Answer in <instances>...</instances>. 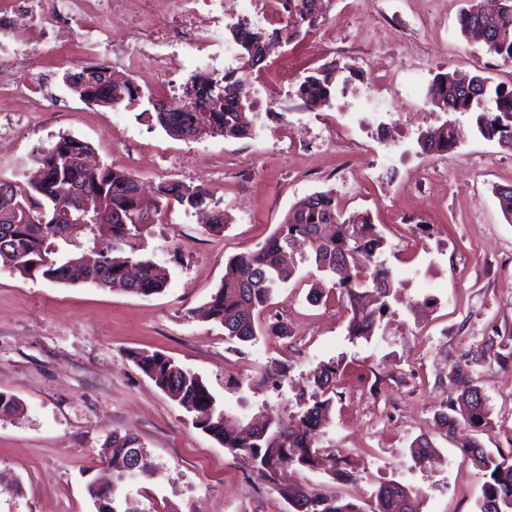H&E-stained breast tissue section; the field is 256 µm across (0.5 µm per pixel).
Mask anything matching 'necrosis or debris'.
Returning <instances> with one entry per match:
<instances>
[{"instance_id": "4bbe7bcc", "label": "necrosis or debris", "mask_w": 512, "mask_h": 512, "mask_svg": "<svg viewBox=\"0 0 512 512\" xmlns=\"http://www.w3.org/2000/svg\"><path fill=\"white\" fill-rule=\"evenodd\" d=\"M21 2L0 6V90L26 112L48 111L50 91L36 62L65 44L77 49L78 62L121 68L136 88L168 101L186 66L213 69L236 59L224 40L227 0H37L44 23L36 29L24 24ZM117 17L126 20L122 47L110 35Z\"/></svg>"}]
</instances>
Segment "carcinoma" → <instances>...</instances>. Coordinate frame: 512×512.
<instances>
[{"label": "carcinoma", "instance_id": "obj_1", "mask_svg": "<svg viewBox=\"0 0 512 512\" xmlns=\"http://www.w3.org/2000/svg\"><path fill=\"white\" fill-rule=\"evenodd\" d=\"M325 0H288V23L273 29L251 26L237 28L231 40L239 47V66L199 84L195 73L186 84L181 98L173 104L182 107L193 95L199 99L194 108L169 112L167 120L152 114L155 123L167 134L177 137L180 130L198 123L226 138H244L249 134L237 111V102L224 101V81L238 86L240 101L245 102L247 72L264 62L262 46L269 39L291 41L303 27L314 26L325 17ZM461 35L483 45L505 62H512V0L489 14L479 4L463 11L458 19ZM356 71L333 63L304 77L297 96L305 104L316 106L330 100L338 87H347ZM78 87L75 94L95 105L110 107L132 104L142 95L130 84L105 87L102 75ZM428 102L442 112H477L476 125L481 136L512 152V84L491 86L480 73L459 76L454 72L434 77L427 91ZM423 149L450 150L455 147L454 129L445 121L432 127L421 138ZM91 152L88 143L62 136L49 147L38 150L34 161L45 171V183H67L84 189L94 207L111 215L107 222L109 238L99 240L92 228L83 224L60 223L67 212H80L68 198L31 184L23 187L0 180V266L22 277L39 276L50 282L92 283L135 295H152L165 290L170 279L166 266L152 258L136 261L140 269L136 280L128 281L125 269L138 251L147 224L141 222V210L133 191L137 181L123 169L101 166L86 169L74 159ZM156 194L161 203L154 206L153 221H158L162 202L174 201L194 214L209 232L224 230V211L211 205L208 193L199 186L181 182H161ZM85 238L97 249L101 263L94 269L79 266L74 257H57L58 242L77 245ZM385 238L371 223L369 215L343 212L328 192H315L296 201L282 224L257 249L230 258L224 278L208 303V315L224 328L227 340L252 342L261 334L287 338L288 324L258 319L273 305L279 289L292 280L299 264L310 262L332 281L339 298L351 313L348 334L353 338H371L387 299L397 293L400 281L383 267L379 256ZM500 351L493 358L481 355L451 370L449 380L455 394L448 395L437 412L439 425L448 434L460 428L474 432L493 429L487 399L474 378L472 363L485 361L498 365L512 359V336L500 341L489 339L488 349ZM130 357L158 388L168 394L188 413L192 424L215 439L233 457L243 460L258 477L276 482L278 473L317 467L320 448L318 436L331 421L337 391L339 365L323 364L309 378L306 390L296 400V411L274 412L266 409L251 417L235 431L226 426L228 413L207 384L195 373L181 367L161 353L132 352ZM112 465H123L128 475H149L153 465L137 437L112 434L106 443ZM462 452L482 472L484 482L478 512H512V448L489 452L476 439L461 443ZM432 451L425 438L415 439L409 454L415 464H424ZM282 497L290 512H421L418 491L397 481L381 485L374 496L361 506L338 494L323 493L300 484L288 486Z\"/></svg>", "mask_w": 512, "mask_h": 512}]
</instances>
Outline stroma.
Returning <instances> with one entry per match:
<instances>
[{"label": "stroma", "mask_w": 512, "mask_h": 512, "mask_svg": "<svg viewBox=\"0 0 512 512\" xmlns=\"http://www.w3.org/2000/svg\"><path fill=\"white\" fill-rule=\"evenodd\" d=\"M467 0H332L330 18L281 45L258 72L260 81L296 92L311 71L332 63L359 78L330 103L285 115L247 112L293 135L323 138L320 149L227 139L209 131L175 139L140 115V106L102 107L67 97L60 112H0V179L27 183L31 158L68 135L90 144L104 164L123 168L146 192L180 181L207 189L226 213L223 233L204 231L183 208L150 225L144 255L170 271L167 288L130 295L90 283L58 284L0 268V391L19 412L0 420V512H93L88 482L120 485L143 512H288L278 486L302 483L357 503L380 484L398 481L423 493L422 512H477L484 478L459 448L463 429L444 437L435 414L452 390V366L485 350L491 336L512 334V221L495 187L512 186V152L476 131L473 114L433 111L420 117L439 73L482 72L512 83V63L459 33ZM392 63L381 76L374 56ZM400 121L406 137L391 154L356 131L358 118ZM452 119L457 144L446 156L419 146L428 126ZM332 191L340 208L369 213L387 240L383 260L402 280L371 340L350 339L348 314L336 294L306 300L314 266L302 265L277 301L288 311L289 338L260 336L244 346L225 341L205 317L227 259L255 249L292 204ZM159 351L199 373L226 410L294 405L295 391L275 390L262 370L284 361L294 383L320 363H342L343 400L319 439L338 450L355 482L330 478V462L283 473L279 485L258 478L129 358ZM494 423L484 448H512V363L476 367ZM239 378L225 389L227 377ZM131 433L149 452L152 477L119 480L103 462L112 433ZM429 437L438 454L412 467L408 448Z\"/></svg>", "instance_id": "stroma-1"}]
</instances>
